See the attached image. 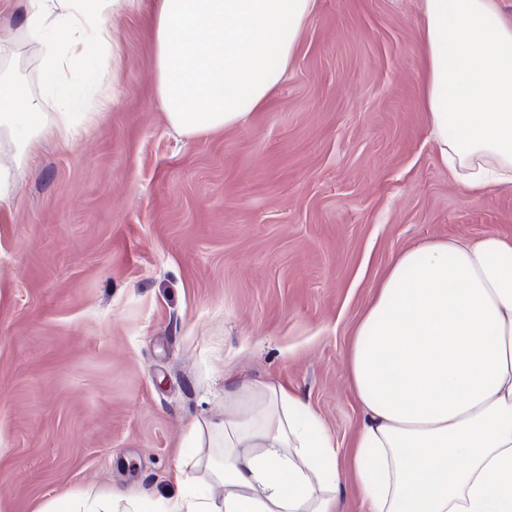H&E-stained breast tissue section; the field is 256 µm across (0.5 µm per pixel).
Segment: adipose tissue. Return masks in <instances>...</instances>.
I'll use <instances>...</instances> for the list:
<instances>
[{"instance_id":"adipose-tissue-1","label":"adipose tissue","mask_w":512,"mask_h":512,"mask_svg":"<svg viewBox=\"0 0 512 512\" xmlns=\"http://www.w3.org/2000/svg\"><path fill=\"white\" fill-rule=\"evenodd\" d=\"M140 0H17L24 45L59 101L70 136L89 101L110 98L105 71L68 78L64 54L106 57L111 20ZM318 0H156L157 97L188 136L243 126L282 82ZM429 133L453 178L472 193L512 185V17L498 0H418ZM27 86L0 73V135L35 143ZM360 429L340 451L292 388L241 384L211 423L224 496L175 472L176 495L155 512H338L343 473L367 512H512V237L435 239L403 250L365 308L349 347ZM139 492L60 495L41 512H146Z\"/></svg>"}]
</instances>
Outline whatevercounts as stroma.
Masks as SVG:
<instances>
[{
  "instance_id": "35a3bbf8",
  "label": "stroma",
  "mask_w": 512,
  "mask_h": 512,
  "mask_svg": "<svg viewBox=\"0 0 512 512\" xmlns=\"http://www.w3.org/2000/svg\"><path fill=\"white\" fill-rule=\"evenodd\" d=\"M154 4L118 15L112 98L77 135L43 130L19 167L0 138V512L166 498L180 469L221 496L185 440L228 413V367L294 388L347 447V352L392 260L512 236V186L472 196L429 140L416 0H319L269 102L205 136L160 108ZM40 64L0 47L50 116ZM145 500V494L139 492L80 494L67 490L58 497L64 507L56 509L48 504L37 512H148Z\"/></svg>"
}]
</instances>
